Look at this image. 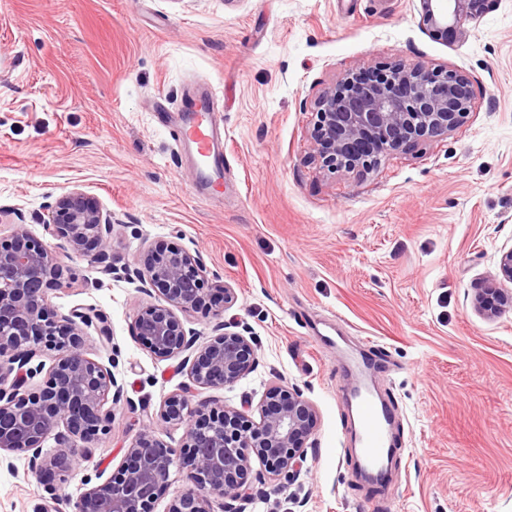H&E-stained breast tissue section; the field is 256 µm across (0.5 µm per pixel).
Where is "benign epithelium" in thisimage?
I'll return each instance as SVG.
<instances>
[{
	"mask_svg": "<svg viewBox=\"0 0 512 512\" xmlns=\"http://www.w3.org/2000/svg\"><path fill=\"white\" fill-rule=\"evenodd\" d=\"M422 21L437 40L460 39L463 23L487 12L497 0H419ZM475 88L464 75L423 66L394 65L352 73L315 100L314 142L322 166L370 169L381 156L399 148L446 134L466 118ZM47 224L63 241L55 248L30 236L25 225H12L0 237V452H24L31 469L56 481L61 496L63 476L77 457L88 453L112 426V407L121 401L123 386L110 369L87 357L83 336L93 327L110 339L111 329L98 313L74 309L60 315L51 294L68 284L71 267L64 260L90 257L110 275L111 223L99 203L81 190L61 195ZM135 277L149 283L162 302L137 311L136 335L157 357H182L193 386L223 389L234 385L255 363L252 338L215 328L207 346L187 355L194 335L180 315L206 304L211 291L230 289L203 274L199 256L178 244L146 249L137 259ZM512 248L501 253L492 285L478 296V308L489 317L512 308ZM39 351L55 353L39 391L23 394L27 380L43 370L32 365ZM192 386L168 396L159 417L185 426L183 444L172 448L155 431L141 429L132 440L117 472L88 489L74 512H154L165 495L171 471H181L192 488L175 497L168 512H213L212 499L226 501L224 512H244L228 502L254 500L247 472L256 458L265 472L292 482L300 474L304 448L316 426L312 405L300 391L283 383L271 385L260 402V420L247 423L242 412L213 408L201 413L191 406ZM54 435L56 452L43 453Z\"/></svg>",
	"mask_w": 512,
	"mask_h": 512,
	"instance_id": "7a95c632",
	"label": "benign epithelium"
}]
</instances>
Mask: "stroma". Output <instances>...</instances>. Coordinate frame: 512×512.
<instances>
[{"mask_svg": "<svg viewBox=\"0 0 512 512\" xmlns=\"http://www.w3.org/2000/svg\"><path fill=\"white\" fill-rule=\"evenodd\" d=\"M433 39L419 0H0V211L44 241L49 209L80 189L112 220L116 266L148 246L200 255L231 307L184 319L196 347L218 324L254 337L257 362L232 387L195 388L193 407L258 421L267 387L299 388L317 415L295 481L247 482L246 512H512V309L474 307L512 248V0ZM422 64L469 77L476 96L448 134L382 156L371 171L315 157L314 99L346 74ZM211 93L224 171L192 192V162L159 111ZM51 303L107 317L88 357L123 383L112 429L71 469L57 512L120 466L138 429L171 447L184 426L159 409L187 383L152 354L135 312L148 284L85 258ZM366 351L394 416L384 485L355 476L354 422L340 397ZM0 465V512H39L48 486L26 454Z\"/></svg>", "mask_w": 512, "mask_h": 512, "instance_id": "1", "label": "stroma"}]
</instances>
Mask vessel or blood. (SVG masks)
I'll use <instances>...</instances> for the list:
<instances>
[{"instance_id":"vessel-or-blood-1","label":"vessel or blood","mask_w":512,"mask_h":512,"mask_svg":"<svg viewBox=\"0 0 512 512\" xmlns=\"http://www.w3.org/2000/svg\"><path fill=\"white\" fill-rule=\"evenodd\" d=\"M175 133L184 148L190 150L198 176L207 177L224 166V137L222 129L211 114L209 103H202L197 112L181 120ZM361 416V456L365 467L380 466L386 452V421L370 392L359 394Z\"/></svg>"}]
</instances>
